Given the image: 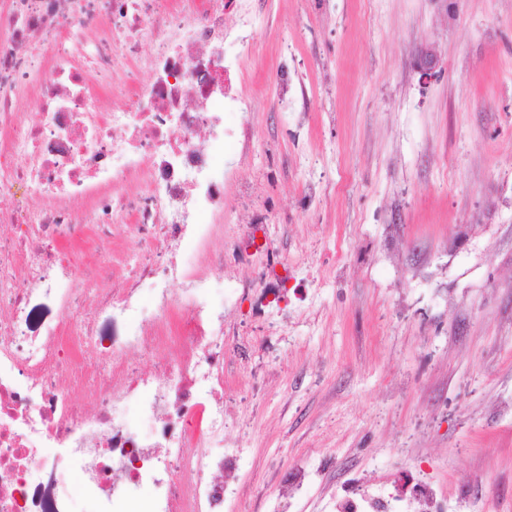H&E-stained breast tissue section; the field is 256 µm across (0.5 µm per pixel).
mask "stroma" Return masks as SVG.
<instances>
[{"label":"stroma","mask_w":512,"mask_h":512,"mask_svg":"<svg viewBox=\"0 0 512 512\" xmlns=\"http://www.w3.org/2000/svg\"><path fill=\"white\" fill-rule=\"evenodd\" d=\"M224 167L233 512H335L402 477L512 512V0H243ZM438 66L422 79L421 55ZM260 249L233 258L243 219Z\"/></svg>","instance_id":"stroma-1"}]
</instances>
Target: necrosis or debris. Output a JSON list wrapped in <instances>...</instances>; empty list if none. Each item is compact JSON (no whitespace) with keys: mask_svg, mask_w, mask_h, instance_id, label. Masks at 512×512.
<instances>
[{"mask_svg":"<svg viewBox=\"0 0 512 512\" xmlns=\"http://www.w3.org/2000/svg\"><path fill=\"white\" fill-rule=\"evenodd\" d=\"M236 3L0 0V193L23 191L0 207V512H67L75 494L100 512H225L243 451L224 445L228 330L209 271L224 265V114L245 104L225 43L257 23ZM140 224L151 260L98 268ZM34 293L54 321H37ZM104 310L130 325L126 346L169 357L142 371L99 334ZM132 401L148 438L125 423Z\"/></svg>","mask_w":512,"mask_h":512,"instance_id":"obj_1","label":"necrosis or debris"}]
</instances>
